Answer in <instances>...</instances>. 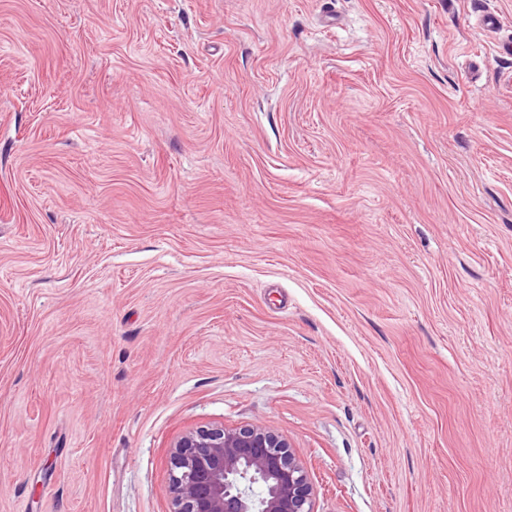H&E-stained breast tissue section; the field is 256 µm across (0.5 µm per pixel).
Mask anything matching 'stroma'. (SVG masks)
I'll return each instance as SVG.
<instances>
[{
    "instance_id": "1",
    "label": "stroma",
    "mask_w": 512,
    "mask_h": 512,
    "mask_svg": "<svg viewBox=\"0 0 512 512\" xmlns=\"http://www.w3.org/2000/svg\"><path fill=\"white\" fill-rule=\"evenodd\" d=\"M511 41L0 0V512H173L177 439L252 424L314 512H512Z\"/></svg>"
}]
</instances>
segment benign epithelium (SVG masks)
<instances>
[{
    "instance_id": "7a95c632",
    "label": "benign epithelium",
    "mask_w": 512,
    "mask_h": 512,
    "mask_svg": "<svg viewBox=\"0 0 512 512\" xmlns=\"http://www.w3.org/2000/svg\"><path fill=\"white\" fill-rule=\"evenodd\" d=\"M173 512H313V487L288 440L261 425L182 436L168 469Z\"/></svg>"
}]
</instances>
